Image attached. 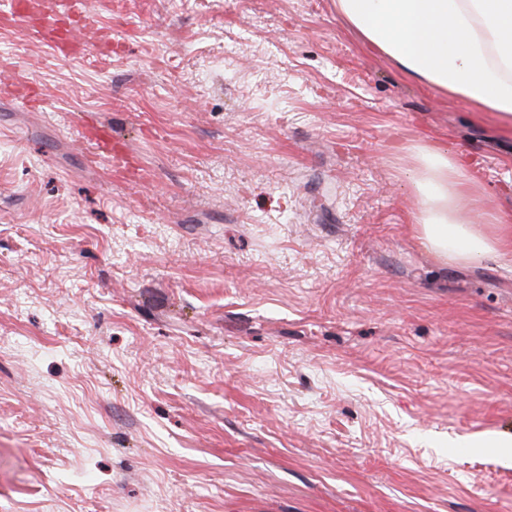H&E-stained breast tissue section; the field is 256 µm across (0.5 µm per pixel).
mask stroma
<instances>
[{
    "mask_svg": "<svg viewBox=\"0 0 512 512\" xmlns=\"http://www.w3.org/2000/svg\"><path fill=\"white\" fill-rule=\"evenodd\" d=\"M91 2L92 58L0 25V512H512V246L437 257L412 185L512 238V120L336 0ZM9 87L10 92L27 106L35 107L43 102L39 95V89L33 81L11 77ZM85 137L91 143L93 155L102 159L110 168L129 170L132 167L131 158L120 144L114 142L112 148V136L104 127H87ZM423 170L417 188L422 198V211L417 231L438 255L458 263H470L486 255L498 253L503 239L491 224H470L465 215L479 194L477 183L465 177L457 164L443 151L431 146L419 148Z\"/></svg>",
    "mask_w": 512,
    "mask_h": 512,
    "instance_id": "1",
    "label": "stroma"
}]
</instances>
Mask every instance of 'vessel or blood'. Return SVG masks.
Returning <instances> with one entry per match:
<instances>
[{
    "label": "vessel or blood",
    "mask_w": 512,
    "mask_h": 512,
    "mask_svg": "<svg viewBox=\"0 0 512 512\" xmlns=\"http://www.w3.org/2000/svg\"><path fill=\"white\" fill-rule=\"evenodd\" d=\"M94 16L90 0H59L55 12L49 15L41 12L37 0H0L1 21L29 26L50 45L54 55L61 60L93 53V45L78 41L73 30L78 26L91 25ZM9 87L25 105L35 107L43 102L37 85L32 81L15 78ZM85 137L96 158L116 169L131 168L129 155L121 145L113 144L111 135L104 127H87Z\"/></svg>",
    "instance_id": "vessel-or-blood-1"
}]
</instances>
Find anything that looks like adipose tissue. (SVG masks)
Returning a JSON list of instances; mask_svg holds the SVG:
<instances>
[{
	"mask_svg": "<svg viewBox=\"0 0 512 512\" xmlns=\"http://www.w3.org/2000/svg\"><path fill=\"white\" fill-rule=\"evenodd\" d=\"M348 22L414 78L512 116V0H337ZM417 231L443 258L470 263L501 250L491 224L466 219L480 188L443 151L419 150Z\"/></svg>",
	"mask_w": 512,
	"mask_h": 512,
	"instance_id": "obj_1",
	"label": "adipose tissue"
}]
</instances>
